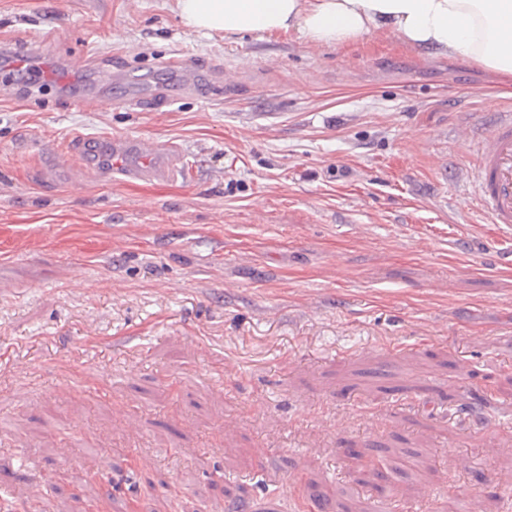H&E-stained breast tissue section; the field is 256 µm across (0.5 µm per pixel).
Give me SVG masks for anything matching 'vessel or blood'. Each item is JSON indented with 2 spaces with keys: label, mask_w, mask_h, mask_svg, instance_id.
Here are the masks:
<instances>
[{
  "label": "vessel or blood",
  "mask_w": 512,
  "mask_h": 512,
  "mask_svg": "<svg viewBox=\"0 0 512 512\" xmlns=\"http://www.w3.org/2000/svg\"><path fill=\"white\" fill-rule=\"evenodd\" d=\"M44 46L24 43L19 50L0 58V88L12 89L28 82L30 89L64 86L79 106L97 109L112 101L97 88L100 73L88 60L65 62L51 67L43 62ZM169 79L155 86L136 77H126L129 88L122 103L132 109H160L186 92H196L216 83L219 71L191 69L178 58L169 60ZM67 158L76 160L82 170L105 180L123 182L174 179L184 170L185 154L176 144L100 134L73 139ZM474 196L490 223L512 227V113H498L487 130L478 151Z\"/></svg>",
  "instance_id": "1"
}]
</instances>
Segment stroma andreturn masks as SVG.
<instances>
[{
    "label": "stroma",
    "mask_w": 512,
    "mask_h": 512,
    "mask_svg": "<svg viewBox=\"0 0 512 512\" xmlns=\"http://www.w3.org/2000/svg\"><path fill=\"white\" fill-rule=\"evenodd\" d=\"M31 39L236 86L161 112L0 90V512H508L512 232L469 130L512 79L384 32L207 36L176 0H0V50ZM102 133L181 144L183 175L53 167Z\"/></svg>",
    "instance_id": "stroma-1"
}]
</instances>
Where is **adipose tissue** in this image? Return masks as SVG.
I'll return each instance as SVG.
<instances>
[{"instance_id":"1","label":"adipose tissue","mask_w":512,"mask_h":512,"mask_svg":"<svg viewBox=\"0 0 512 512\" xmlns=\"http://www.w3.org/2000/svg\"><path fill=\"white\" fill-rule=\"evenodd\" d=\"M190 29L298 33L343 46L391 33L412 49L461 57L512 76V0H177Z\"/></svg>"}]
</instances>
